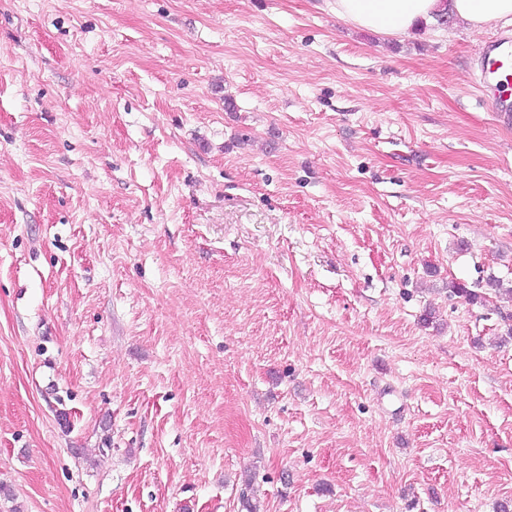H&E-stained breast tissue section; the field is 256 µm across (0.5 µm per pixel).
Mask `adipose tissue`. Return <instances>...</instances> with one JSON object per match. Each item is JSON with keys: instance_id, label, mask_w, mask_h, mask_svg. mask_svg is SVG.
I'll return each instance as SVG.
<instances>
[{"instance_id": "ef3b65f1", "label": "adipose tissue", "mask_w": 512, "mask_h": 512, "mask_svg": "<svg viewBox=\"0 0 512 512\" xmlns=\"http://www.w3.org/2000/svg\"><path fill=\"white\" fill-rule=\"evenodd\" d=\"M344 22L374 33L405 37L420 22L447 12L469 29L496 27L512 18V0H328Z\"/></svg>"}]
</instances>
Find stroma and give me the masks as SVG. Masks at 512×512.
Segmentation results:
<instances>
[{"label": "stroma", "instance_id": "1", "mask_svg": "<svg viewBox=\"0 0 512 512\" xmlns=\"http://www.w3.org/2000/svg\"><path fill=\"white\" fill-rule=\"evenodd\" d=\"M494 37L0 0V512L512 506Z\"/></svg>", "mask_w": 512, "mask_h": 512}]
</instances>
